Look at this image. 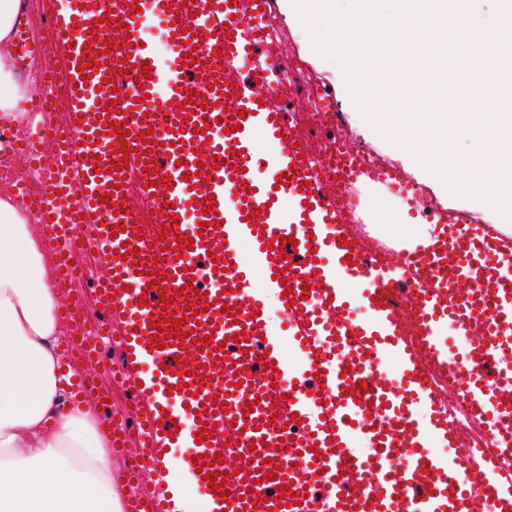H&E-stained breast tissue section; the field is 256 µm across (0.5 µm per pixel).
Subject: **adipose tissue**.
I'll return each instance as SVG.
<instances>
[{
  "mask_svg": "<svg viewBox=\"0 0 512 512\" xmlns=\"http://www.w3.org/2000/svg\"><path fill=\"white\" fill-rule=\"evenodd\" d=\"M28 0H0V129L27 120L34 79L13 57ZM383 235L408 249L434 242L432 224L405 221L407 205L375 202ZM37 218L0 196V512H124L112 490L110 438L77 402L62 352L58 293L32 227Z\"/></svg>",
  "mask_w": 512,
  "mask_h": 512,
  "instance_id": "ef3b65f1",
  "label": "adipose tissue"
}]
</instances>
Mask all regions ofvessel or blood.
Wrapping results in <instances>:
<instances>
[{
	"mask_svg": "<svg viewBox=\"0 0 512 512\" xmlns=\"http://www.w3.org/2000/svg\"><path fill=\"white\" fill-rule=\"evenodd\" d=\"M272 8L273 0H70L67 20L47 32L48 47H68L69 74L47 72L50 91L38 101L54 108L52 90L62 88L69 126L11 143L32 165L53 150L38 195L16 192L39 213L62 276L71 274L77 236L107 269L100 300L121 325L124 350L113 377L135 399L113 415L112 445L124 451L131 478L153 485L149 497L129 500L128 512H173L162 488L166 450L203 427L212 436L184 465L214 457L202 474L223 472L235 485L213 498L212 512H254L260 498L273 512H512V241L454 210H429L418 183L345 140L314 160L281 99L282 52L267 33ZM150 18L165 24L166 58L141 36ZM111 31L113 50L105 44ZM143 71L149 79L140 87ZM122 127L130 145L118 140ZM154 165L173 188L156 183ZM196 172L207 184L185 181ZM134 179L144 187L138 200L128 190ZM368 180L431 213L439 235L430 249L405 252L397 265L349 234L359 215L348 199ZM104 193L112 202L101 201ZM142 200L152 224L139 219ZM156 223L178 224L194 249L177 251L172 236L159 241ZM244 240L253 247L247 266L237 255ZM186 285L196 315L186 316L185 302L167 312L205 340L195 353L150 325L163 290ZM270 291L295 302L283 315L297 361L267 329ZM358 308L368 319L355 317ZM448 323L464 333L463 352L451 350ZM388 356L396 372L385 369ZM197 369L205 383L195 381ZM145 373L154 394L139 385ZM440 374L485 423L484 442L459 445L438 396ZM432 428L444 449L429 444ZM362 441L369 455L359 454ZM283 483L289 496L280 494Z\"/></svg>",
	"mask_w": 512,
	"mask_h": 512,
	"instance_id": "obj_1",
	"label": "vessel or blood"
}]
</instances>
